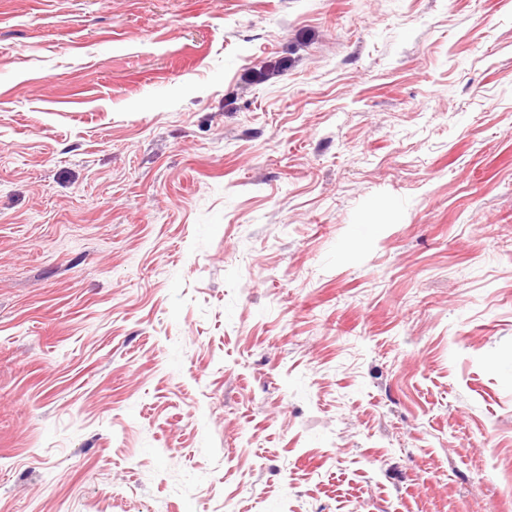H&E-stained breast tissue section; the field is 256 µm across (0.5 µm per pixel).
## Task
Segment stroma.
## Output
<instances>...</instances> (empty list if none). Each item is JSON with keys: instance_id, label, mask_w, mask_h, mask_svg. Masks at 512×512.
<instances>
[{"instance_id": "obj_1", "label": "stroma", "mask_w": 512, "mask_h": 512, "mask_svg": "<svg viewBox=\"0 0 512 512\" xmlns=\"http://www.w3.org/2000/svg\"><path fill=\"white\" fill-rule=\"evenodd\" d=\"M0 512H512V0H0Z\"/></svg>"}]
</instances>
